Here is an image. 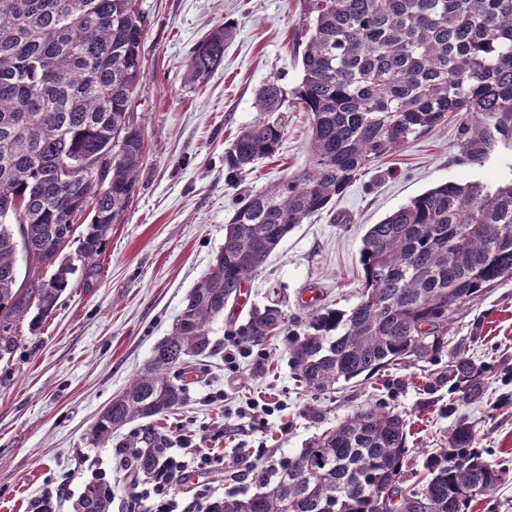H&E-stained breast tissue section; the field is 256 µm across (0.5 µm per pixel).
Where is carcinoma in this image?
Returning a JSON list of instances; mask_svg holds the SVG:
<instances>
[{
  "label": "carcinoma",
  "instance_id": "1",
  "mask_svg": "<svg viewBox=\"0 0 512 512\" xmlns=\"http://www.w3.org/2000/svg\"><path fill=\"white\" fill-rule=\"evenodd\" d=\"M302 79H279L255 95L259 116L224 149L234 186L274 155L284 127L270 121L293 99L310 114L303 168L241 199L224 243L187 293L171 332L146 368L100 411L89 433L100 445L140 422L126 447L132 481L166 465L170 438L157 421L185 402L196 361L217 354L211 326L234 305L283 239L328 209L373 160L460 120V149L481 163L512 147V0H304ZM148 31L139 0H0V359L19 323L48 318L71 287L63 256L74 241L86 273L134 198L145 151L134 101ZM232 28L192 51L190 80L224 62ZM90 223L79 225L85 212ZM28 279L17 284L18 251ZM362 291L350 308L289 313L283 301L251 310L237 335L259 345L284 333L296 380L330 393L376 371L434 360L448 331L486 288L512 279V179L496 186L445 182L369 225L360 249ZM484 365L461 349L448 381L471 404L483 398ZM405 420L372 402L283 457L252 495L229 493L203 512H468L506 471L473 448L458 422L448 447L427 454L418 483L405 478ZM112 491L86 485L75 512H112Z\"/></svg>",
  "mask_w": 512,
  "mask_h": 512
}]
</instances>
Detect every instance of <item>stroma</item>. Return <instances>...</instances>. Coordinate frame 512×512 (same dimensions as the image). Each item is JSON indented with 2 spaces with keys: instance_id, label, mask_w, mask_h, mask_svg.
Masks as SVG:
<instances>
[{
  "instance_id": "1",
  "label": "stroma",
  "mask_w": 512,
  "mask_h": 512,
  "mask_svg": "<svg viewBox=\"0 0 512 512\" xmlns=\"http://www.w3.org/2000/svg\"><path fill=\"white\" fill-rule=\"evenodd\" d=\"M148 18L144 75L135 105L145 138L136 195L113 225L92 284L76 264L73 286L37 328L21 325L10 361H0V512H33L51 492L54 512H74L85 486L99 477L118 490L112 512H128L132 489L118 452L135 432L128 425L103 446L89 433L100 410L146 366L168 336L186 294L207 272L224 241L238 191L258 192L304 166L309 115L274 113L285 136L278 155L259 160L239 187L224 176V150L256 117L254 96L266 80L286 89L301 80L303 0H141ZM232 25L224 62L204 84L192 83L194 46L213 29ZM512 178V150L500 147L482 163L459 149V122L409 141L378 159L334 200L283 240L264 270L248 282L238 319L266 305L272 293L296 312L310 300L346 309L357 300L361 237L368 225L435 184ZM217 323L220 354L188 386L187 403L162 425L173 452L201 448L222 465L197 470L174 492L177 512H198L199 490L218 500L261 491L278 461L298 454L314 436L380 400L407 423L415 483L428 451L448 443L458 419L472 426L474 446L508 471L491 496L469 512H512V281L487 288L451 328L449 344L486 367L481 403L449 404L447 357L386 369L370 379L318 394L298 387L283 339L240 354V337Z\"/></svg>"
}]
</instances>
